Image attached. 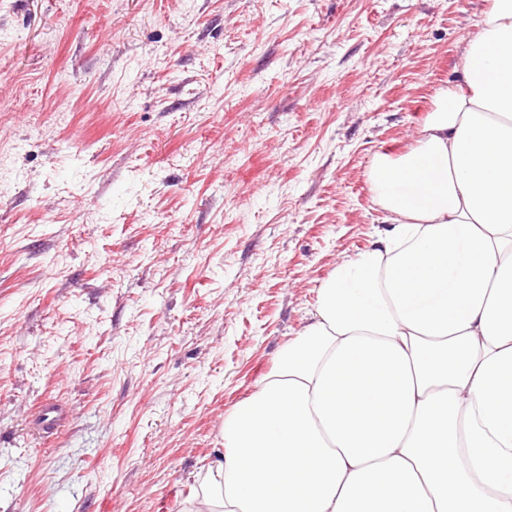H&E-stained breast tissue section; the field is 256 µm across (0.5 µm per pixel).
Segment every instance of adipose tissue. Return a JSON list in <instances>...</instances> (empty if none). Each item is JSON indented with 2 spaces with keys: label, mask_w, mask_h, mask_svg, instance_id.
Instances as JSON below:
<instances>
[{
  "label": "adipose tissue",
  "mask_w": 512,
  "mask_h": 512,
  "mask_svg": "<svg viewBox=\"0 0 512 512\" xmlns=\"http://www.w3.org/2000/svg\"><path fill=\"white\" fill-rule=\"evenodd\" d=\"M479 28L190 512H512V0Z\"/></svg>",
  "instance_id": "adipose-tissue-1"
}]
</instances>
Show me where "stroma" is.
I'll use <instances>...</instances> for the list:
<instances>
[{
  "label": "stroma",
  "mask_w": 512,
  "mask_h": 512,
  "mask_svg": "<svg viewBox=\"0 0 512 512\" xmlns=\"http://www.w3.org/2000/svg\"><path fill=\"white\" fill-rule=\"evenodd\" d=\"M486 6L0 0V512H188Z\"/></svg>",
  "instance_id": "35a3bbf8"
}]
</instances>
